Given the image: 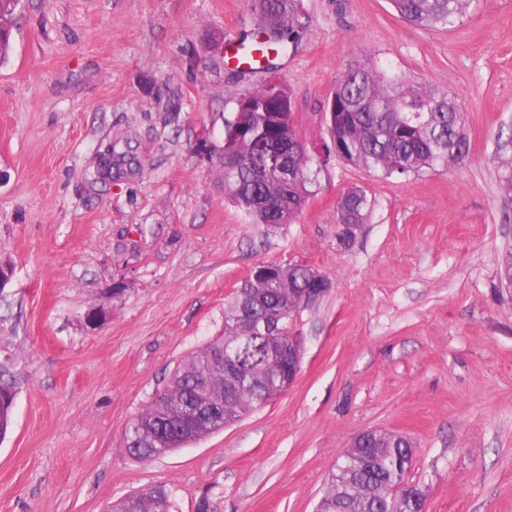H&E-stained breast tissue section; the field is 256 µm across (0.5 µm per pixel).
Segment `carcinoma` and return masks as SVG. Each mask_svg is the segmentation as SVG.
<instances>
[{"instance_id":"1","label":"carcinoma","mask_w":512,"mask_h":512,"mask_svg":"<svg viewBox=\"0 0 512 512\" xmlns=\"http://www.w3.org/2000/svg\"><path fill=\"white\" fill-rule=\"evenodd\" d=\"M21 0H0V61L13 41L14 16ZM300 0H247L255 18L249 49L265 56L296 45L308 30ZM406 21L428 28H451L461 22L470 0H391ZM253 104L237 99V111L226 122L217 161L224 195L252 224L276 227L292 224L301 215L311 190L313 155L300 141L293 122L291 92L273 80L250 93ZM329 140L319 152L335 154L370 172L409 177L446 169L468 159L470 141L465 113L456 97L435 86L408 85L375 63L349 65L336 77L329 103ZM115 137L100 144L86 180L100 182L101 159L113 162L107 175L124 174L135 157L117 148ZM292 176H283V169ZM370 202L362 190L346 193L338 205V223L363 224ZM269 275L249 277L224 307L221 336L178 364L174 378L156 392L131 421L123 441L125 451L140 461H151L224 429L275 397L274 386L288 377V361L272 358L269 349L288 335V319L303 289L311 287L309 268L301 264H269ZM275 311L282 328L240 350L239 385L224 398L207 425L187 424L198 406L194 380L203 377L215 389L226 383L217 356L234 337L254 327ZM14 388L0 382V438L10 429ZM412 447L394 448L385 434L367 448H345L321 497L325 512H419L417 485L405 481ZM396 492L391 493L389 489ZM168 493L158 487L135 492L112 502L111 512H170Z\"/></svg>"}]
</instances>
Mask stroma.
<instances>
[{
    "instance_id": "1",
    "label": "stroma",
    "mask_w": 512,
    "mask_h": 512,
    "mask_svg": "<svg viewBox=\"0 0 512 512\" xmlns=\"http://www.w3.org/2000/svg\"><path fill=\"white\" fill-rule=\"evenodd\" d=\"M302 7L296 48L247 72L219 50L251 30L246 0H22L0 63V262L14 270L0 379L15 390L0 512H104L155 486L171 512H314L364 429L411 439L425 512H512V289L497 274L512 250V0H470L447 29L390 0ZM365 58L457 95L468 160L409 177L317 160L295 223H249L202 142L222 143L237 97L277 79L319 146L337 75ZM116 134L139 171L88 184ZM354 187L372 209L343 250L337 204ZM262 263L332 283L288 322L305 347L296 381L188 447L128 456V423Z\"/></svg>"
}]
</instances>
